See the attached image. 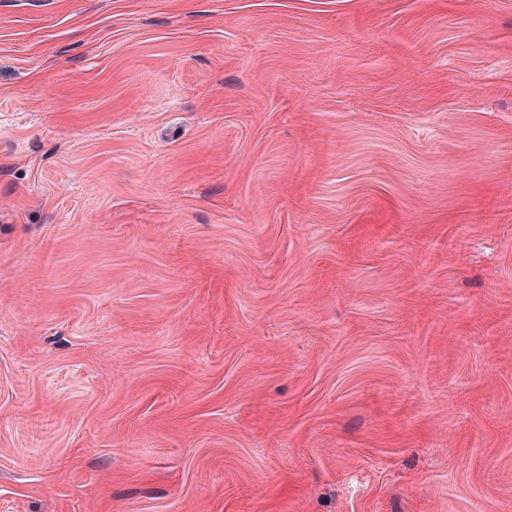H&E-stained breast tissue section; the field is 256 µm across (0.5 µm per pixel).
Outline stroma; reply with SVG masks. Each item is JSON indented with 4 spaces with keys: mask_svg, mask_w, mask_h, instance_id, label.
I'll use <instances>...</instances> for the list:
<instances>
[{
    "mask_svg": "<svg viewBox=\"0 0 512 512\" xmlns=\"http://www.w3.org/2000/svg\"><path fill=\"white\" fill-rule=\"evenodd\" d=\"M0 512H512V0H0Z\"/></svg>",
    "mask_w": 512,
    "mask_h": 512,
    "instance_id": "35a3bbf8",
    "label": "stroma"
}]
</instances>
